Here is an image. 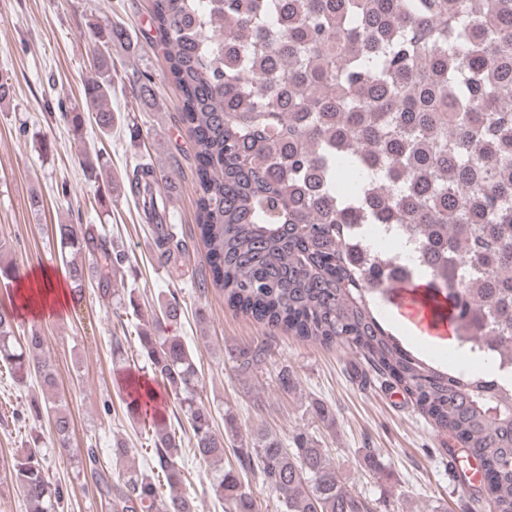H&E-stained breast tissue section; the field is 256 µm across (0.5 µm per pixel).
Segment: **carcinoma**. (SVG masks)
Wrapping results in <instances>:
<instances>
[{
	"label": "carcinoma",
	"instance_id": "carcinoma-1",
	"mask_svg": "<svg viewBox=\"0 0 512 512\" xmlns=\"http://www.w3.org/2000/svg\"><path fill=\"white\" fill-rule=\"evenodd\" d=\"M148 43L164 53L181 92V121L192 141L196 230L210 279L228 307L297 340L359 352L375 375L392 378L439 435L451 460L458 449L489 476L474 483L472 505L512 512V386L466 370L449 372L405 349L384 327L376 295L415 287L416 277L377 287L395 259L350 254L355 224H403L432 252L424 303L453 327L469 355H512V0H151ZM98 43L96 74L84 86L83 110L65 113L74 134L84 112L102 135L112 131V47H128L125 30L89 26ZM86 176H103L99 156L85 154ZM154 168L129 181L144 207L162 266L188 252L157 203ZM70 292L81 298L91 257L100 269L94 293L125 315L141 307L136 289L114 288L128 263L102 224H56ZM177 293L157 299L139 335L150 379L186 417L193 454L214 466L208 490L227 512H261L243 479L279 492L278 512H373L346 489L318 441L299 433L294 447L259 430L234 449L224 470V434L201 397L202 377L181 337L172 334ZM268 340L239 346L234 372L250 377L270 357ZM0 364L14 383L40 386L43 402L27 413L47 419L52 447L76 460L114 512H199L179 492L182 427L154 414L152 473L129 464L137 449L113 441V468L98 451L71 447L73 425L53 401L56 374L43 336L17 335L0 305ZM128 414L148 408L151 392L121 382ZM33 433L11 471L26 512H60L61 483L47 475ZM170 495L160 492L155 476Z\"/></svg>",
	"mask_w": 512,
	"mask_h": 512
}]
</instances>
